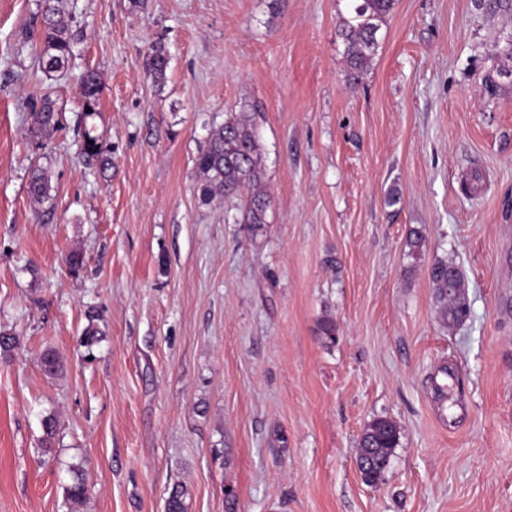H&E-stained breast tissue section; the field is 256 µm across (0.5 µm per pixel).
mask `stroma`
Segmentation results:
<instances>
[{
	"mask_svg": "<svg viewBox=\"0 0 512 512\" xmlns=\"http://www.w3.org/2000/svg\"><path fill=\"white\" fill-rule=\"evenodd\" d=\"M40 4L0 0V512H165L177 483L188 512L231 491L236 512H512V0H395L356 79L350 0H62L74 56L51 77ZM46 93L62 126L36 137ZM231 112L257 115V237L240 196L199 198ZM87 128L108 172L78 156ZM438 259L467 282L454 328ZM380 418L400 438L371 485L356 453ZM101 93V84L97 74L93 71H88L81 82V94L84 102L83 112L85 116H89L95 112V107ZM91 109V112H87ZM430 278L441 303V319L452 325L464 321L469 316L470 308L465 295L464 280L458 267L448 260H438L430 269Z\"/></svg>",
	"mask_w": 512,
	"mask_h": 512,
	"instance_id": "35a3bbf8",
	"label": "stroma"
}]
</instances>
